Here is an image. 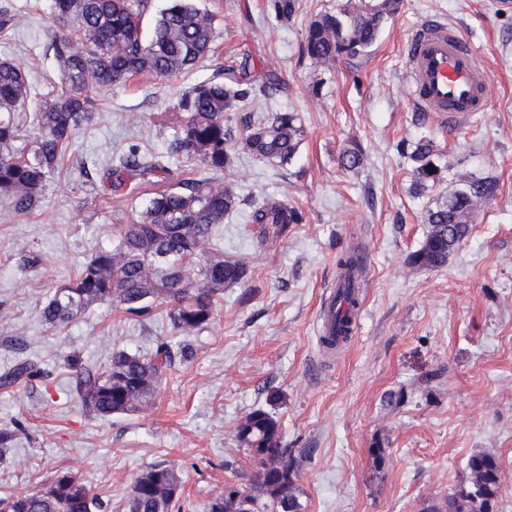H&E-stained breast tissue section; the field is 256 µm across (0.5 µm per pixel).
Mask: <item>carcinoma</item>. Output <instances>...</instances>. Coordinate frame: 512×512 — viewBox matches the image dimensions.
Segmentation results:
<instances>
[{"instance_id": "carcinoma-1", "label": "carcinoma", "mask_w": 512, "mask_h": 512, "mask_svg": "<svg viewBox=\"0 0 512 512\" xmlns=\"http://www.w3.org/2000/svg\"><path fill=\"white\" fill-rule=\"evenodd\" d=\"M297 0H268L275 17L286 23L296 12ZM402 0H338L336 7L318 14L305 30L302 55L316 64L359 58L377 41L386 21L401 9ZM150 0H54L60 24L50 48L62 74L61 86L32 112H25L36 94L24 68L10 58L0 59V199L17 214L30 213L39 202L48 178L64 163L75 130L91 118L92 93L100 87L124 84L138 75L177 77L193 69L213 48V16L196 0H167L153 17L150 29L143 19ZM282 88L272 69L256 71L248 62L229 65L224 73L188 90L178 102L182 117L174 129L169 155L184 154L218 172L233 159L230 119L251 97L271 96ZM244 148L259 160L287 164L295 157L303 132L298 113L283 111L256 121L244 118ZM431 140L415 143L407 157L412 163L414 187L422 192L444 181ZM345 170L363 163L359 148L339 156ZM172 180L158 187L152 176ZM108 178L122 186L138 176L151 189L143 210L123 225L112 249H100L84 262L74 279L49 295L41 314L51 327L69 324L93 305H108L125 313L143 314L164 305L175 332L187 334L209 324L224 288L247 275L240 262L226 261L209 251L219 224L247 204V221L257 225L258 238L283 234L288 225L302 222L301 212L282 201H245L233 188L212 178L174 171L157 157L138 149L106 169ZM495 191L486 181H467L426 216L430 230L410 256L413 265L437 268L467 236L468 219ZM166 256L165 264L156 256ZM338 292L336 315L328 343L352 335L357 307L362 253L353 249L336 260ZM174 361V351L157 346L148 357L125 351L112 354L102 369L78 356L68 359L75 371L73 391L83 410L97 418L140 412L153 403L163 374ZM41 370L21 360L0 374V387L26 385ZM239 447L248 451L252 479L244 488L229 486L215 497L207 512H303L294 479L281 480L279 470L295 473V462L282 446L278 421L257 409L236 427ZM469 488L441 502H430L423 512H494L500 492L498 460L487 453L469 457ZM45 489L0 496V512H102L99 496L71 471H60ZM181 479L169 466L156 464L136 478L126 497V512H172L179 501Z\"/></svg>"}]
</instances>
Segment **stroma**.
Returning <instances> with one entry per match:
<instances>
[{"mask_svg":"<svg viewBox=\"0 0 512 512\" xmlns=\"http://www.w3.org/2000/svg\"><path fill=\"white\" fill-rule=\"evenodd\" d=\"M197 3L218 35L198 68L99 90L97 111L76 130L38 208L17 216L0 200V372L20 359L44 372L0 388V428L21 424L0 456V495L37 490L69 470L102 497L104 512H124L135 478L163 463L180 475L182 512H205L227 484L247 483L250 459L234 433L261 409L278 420L296 460L305 512H422L467 486L476 453L498 459L494 512H512V0H404L365 56L332 66L302 56L301 45L310 20L337 0H299L286 23L267 0ZM4 5L21 23L0 34V58L22 63L48 97L59 81L48 49L53 0ZM430 20L468 38L489 74L486 112L457 126L419 112L406 77L404 48ZM246 51L251 65L284 81L262 99L263 113L297 112L303 140L286 165L236 148L217 177L241 195L294 205L302 223L260 244L242 220L226 218L215 249L244 263L247 276L189 336L173 332L162 306L135 316L95 305L68 325H45L52 289L115 244L118 222L137 216L127 188L103 177L113 158L132 145L165 154L182 94ZM422 139L434 141L445 180L416 195L403 149ZM355 146L363 164L343 170L338 156ZM466 179L494 183V195L444 266L411 265L427 211ZM354 248L367 257L361 309L331 358L321 351V306L338 253ZM162 342L191 352L167 370L150 410L83 412L69 356L105 367L115 351L146 354ZM391 393L400 404L387 405ZM378 443L388 452L381 467L369 453Z\"/></svg>","mask_w":512,"mask_h":512,"instance_id":"35a3bbf8","label":"stroma"}]
</instances>
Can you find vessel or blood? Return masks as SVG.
I'll list each match as a JSON object with an SVG mask.
<instances>
[{
  "instance_id": "vessel-or-blood-1",
  "label": "vessel or blood",
  "mask_w": 512,
  "mask_h": 512,
  "mask_svg": "<svg viewBox=\"0 0 512 512\" xmlns=\"http://www.w3.org/2000/svg\"><path fill=\"white\" fill-rule=\"evenodd\" d=\"M408 63L412 95L423 111L447 113L452 122L485 111L486 73L460 32L433 22L421 26L411 37Z\"/></svg>"
}]
</instances>
